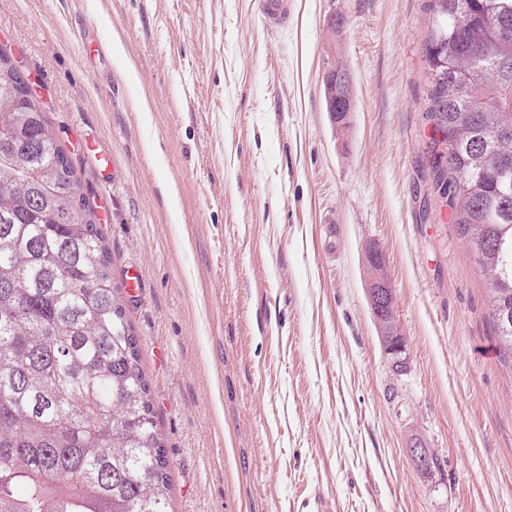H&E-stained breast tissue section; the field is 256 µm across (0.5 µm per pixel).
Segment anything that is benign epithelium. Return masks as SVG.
<instances>
[{
	"mask_svg": "<svg viewBox=\"0 0 512 512\" xmlns=\"http://www.w3.org/2000/svg\"><path fill=\"white\" fill-rule=\"evenodd\" d=\"M327 90V106L332 121L336 126L348 121L354 105V82L349 70L336 65L329 68L323 76ZM367 264L373 266L368 275L366 293L370 310L374 316L379 336L383 337V347L393 359L392 368L402 372L408 362L406 340L401 333H390L384 320L385 310L394 308V291L385 273L384 255L381 246L373 244L366 252ZM409 455L416 467L423 471L430 469V454L420 442H413Z\"/></svg>",
	"mask_w": 512,
	"mask_h": 512,
	"instance_id": "benign-epithelium-1",
	"label": "benign epithelium"
}]
</instances>
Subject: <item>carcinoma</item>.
I'll return each mask as SVG.
<instances>
[{"label": "carcinoma", "mask_w": 512, "mask_h": 512, "mask_svg": "<svg viewBox=\"0 0 512 512\" xmlns=\"http://www.w3.org/2000/svg\"><path fill=\"white\" fill-rule=\"evenodd\" d=\"M437 181L512 362V0H433ZM0 52V512H173L139 340L46 112Z\"/></svg>", "instance_id": "obj_1"}]
</instances>
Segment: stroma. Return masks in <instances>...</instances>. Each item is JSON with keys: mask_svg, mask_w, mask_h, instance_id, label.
<instances>
[{"mask_svg": "<svg viewBox=\"0 0 512 512\" xmlns=\"http://www.w3.org/2000/svg\"><path fill=\"white\" fill-rule=\"evenodd\" d=\"M431 17V0H288L269 29L258 0H0V50L44 100L114 282L141 273L126 310L174 512H512V370L433 172ZM90 22L120 54H84ZM338 60L343 130L323 94ZM373 242L401 374L367 303ZM338 64L324 73L323 81L327 90L326 109L328 106L332 121L341 127L342 123L348 122L353 110L354 82L349 70L342 68L341 62Z\"/></svg>", "mask_w": 512, "mask_h": 512, "instance_id": "35a3bbf8", "label": "stroma"}]
</instances>
